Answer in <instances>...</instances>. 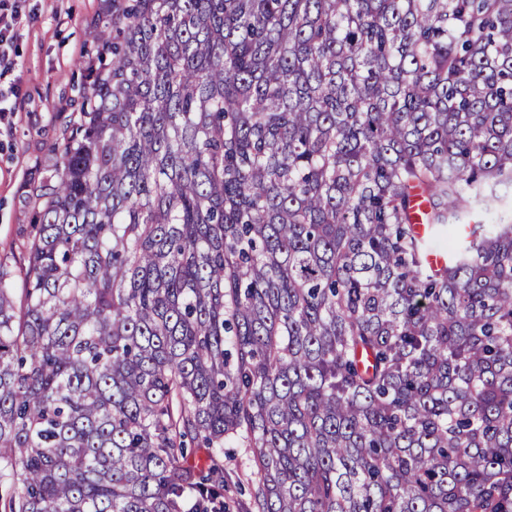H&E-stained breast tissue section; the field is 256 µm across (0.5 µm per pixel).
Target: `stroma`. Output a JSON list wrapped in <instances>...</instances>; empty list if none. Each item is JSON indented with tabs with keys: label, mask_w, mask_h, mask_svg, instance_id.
I'll return each instance as SVG.
<instances>
[{
	"label": "stroma",
	"mask_w": 512,
	"mask_h": 512,
	"mask_svg": "<svg viewBox=\"0 0 512 512\" xmlns=\"http://www.w3.org/2000/svg\"><path fill=\"white\" fill-rule=\"evenodd\" d=\"M11 31V64L0 69V98L11 107L0 116V270L16 274L17 245L33 214L32 188L57 163L48 151L59 130L57 115L84 82L88 24L101 0H20ZM224 469L234 484L224 495L226 512H237L256 483L251 448L224 444Z\"/></svg>",
	"instance_id": "35a3bbf8"
}]
</instances>
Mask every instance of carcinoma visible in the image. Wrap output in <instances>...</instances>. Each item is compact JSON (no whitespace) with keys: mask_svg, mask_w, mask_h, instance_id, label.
<instances>
[{"mask_svg":"<svg viewBox=\"0 0 512 512\" xmlns=\"http://www.w3.org/2000/svg\"><path fill=\"white\" fill-rule=\"evenodd\" d=\"M103 2L0 271V512H224L231 436L239 512H512V0ZM224 470L228 472L235 485L224 495L226 512H238L236 502L249 498L256 484V469L252 448L240 440H229L224 444Z\"/></svg>","mask_w":512,"mask_h":512,"instance_id":"1","label":"carcinoma"}]
</instances>
